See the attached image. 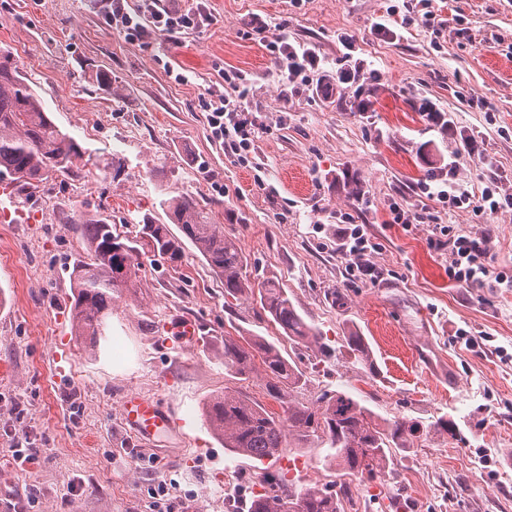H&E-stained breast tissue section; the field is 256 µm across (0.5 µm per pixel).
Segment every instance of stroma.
I'll return each instance as SVG.
<instances>
[{
    "label": "stroma",
    "instance_id": "obj_1",
    "mask_svg": "<svg viewBox=\"0 0 512 512\" xmlns=\"http://www.w3.org/2000/svg\"><path fill=\"white\" fill-rule=\"evenodd\" d=\"M402 3L206 0L211 24L175 45L125 40L99 0H0V47L91 156L32 195L16 192L17 215L0 221V365L11 367L0 381V512H245L253 477L276 465L227 450L203 411L237 390L282 414L262 377L224 368L225 337L252 334L305 371L299 401L347 390L382 417L420 423L411 448L393 450L381 480L355 493L357 512H512V288L455 287L427 225L387 221L390 199H414L419 183L445 173L449 147L418 112L425 98L482 132L494 169L512 180V134H502L512 131V0H433L439 34L418 25L394 39L375 34L376 18ZM344 33L378 74L365 82L372 111H359L351 88L326 103L289 95L266 42L307 43L334 70ZM229 68L249 89L255 125L243 161L212 138L203 107L227 91ZM99 70L111 87L96 84ZM165 191L209 205L247 256V277L277 276L333 348L330 362L288 340L253 298L225 297L190 246L175 265L140 246L136 290L113 299L95 349L76 339L71 272L85 245L72 218L103 212L131 238L143 217L167 223ZM361 193L371 202L362 219L382 245L376 285L348 276L336 252V215L354 212ZM440 221L490 230L494 265L512 275V210ZM173 314L198 322L194 341L166 344ZM352 327L367 337L372 366L346 344ZM462 329L489 336L492 349H466ZM130 392L168 404L175 433L148 444L131 432L121 412ZM442 417L459 437L437 431ZM27 442L40 453L20 469L10 448Z\"/></svg>",
    "mask_w": 512,
    "mask_h": 512
}]
</instances>
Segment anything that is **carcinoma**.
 I'll use <instances>...</instances> for the list:
<instances>
[{"label": "carcinoma", "instance_id": "carcinoma-1", "mask_svg": "<svg viewBox=\"0 0 512 512\" xmlns=\"http://www.w3.org/2000/svg\"><path fill=\"white\" fill-rule=\"evenodd\" d=\"M85 155L82 146L50 118L18 67L0 63V176L9 175L22 188H38L70 172ZM160 206L179 233L145 219L137 227L135 241L172 262L182 258L185 243H190L224 281V296L256 295L264 315L289 340L322 360L333 356L331 346L299 313L277 277H265L256 285L247 279L241 248L224 234L223 226L211 223L207 208L197 199L168 194ZM75 223L86 256L72 271L71 322L75 335L94 347L112 315L114 295L135 287L138 247L113 234L109 219L98 212L80 214ZM345 340L358 360L372 364L366 337L352 329ZM224 369L241 379L263 376L269 396L285 405L281 417L239 391L216 395L206 406V422L224 440L225 448L257 461L277 457L286 448H323L324 465L339 472V479L330 485L305 486L282 473L264 471L258 476L262 491L252 494L248 512H345L344 503L353 501L352 487L379 479L391 449L409 447L420 433L418 422L384 418L348 393L325 392L311 403L293 399L306 385V376L263 336L224 337Z\"/></svg>", "mask_w": 512, "mask_h": 512}]
</instances>
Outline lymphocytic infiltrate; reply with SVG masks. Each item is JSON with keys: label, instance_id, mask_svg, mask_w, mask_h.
Segmentation results:
<instances>
[{"label": "lymphocytic infiltrate", "instance_id": "1", "mask_svg": "<svg viewBox=\"0 0 512 512\" xmlns=\"http://www.w3.org/2000/svg\"><path fill=\"white\" fill-rule=\"evenodd\" d=\"M101 9L109 25L129 41H139L155 33L176 43L185 32L205 28L211 22V14L202 0H139L133 10L126 8L125 0H103ZM339 42L344 54L340 68L335 71L320 70L319 56L305 44H293L282 38L271 41L268 49L275 59L284 61L282 79L291 93L322 100L330 98L338 87L358 84L365 77L362 60L354 56L356 45L352 37L341 36ZM233 90L230 96L220 91L211 93L204 107L212 137L227 143L239 155L251 150L253 132L244 106L249 89L237 82ZM418 110L431 130L462 146L469 156L477 158L486 173L481 177V190L469 191L459 177L456 160H449L447 176L433 177L418 185L419 204H411L403 197L391 200L390 223L405 229L414 224L428 225L431 248L448 251L450 255L448 278L456 286L481 288L494 282L511 288L512 276L493 265V237L485 231L455 232L452 225L437 222L432 208L438 205L445 210L457 209L489 218L502 209H512V182L490 173L491 160L481 147L483 139L478 132L458 128L453 118L431 100H422ZM338 221L344 224L345 230L336 250L347 260L351 278L373 284L382 281V270L371 260L380 248L379 243L366 232L364 225L354 223L351 214H339Z\"/></svg>", "mask_w": 512, "mask_h": 512}]
</instances>
